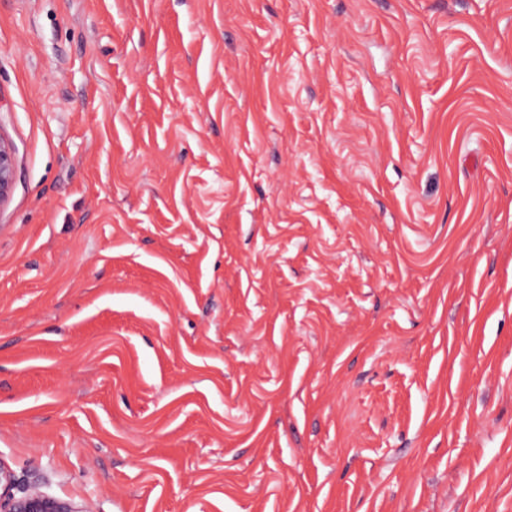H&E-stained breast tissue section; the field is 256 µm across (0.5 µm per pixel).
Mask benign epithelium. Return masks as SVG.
Instances as JSON below:
<instances>
[{
    "mask_svg": "<svg viewBox=\"0 0 512 512\" xmlns=\"http://www.w3.org/2000/svg\"><path fill=\"white\" fill-rule=\"evenodd\" d=\"M16 180L15 149L0 137V202ZM40 477H20L0 459V512H89L85 507L56 498L44 491Z\"/></svg>",
    "mask_w": 512,
    "mask_h": 512,
    "instance_id": "benign-epithelium-1",
    "label": "benign epithelium"
}]
</instances>
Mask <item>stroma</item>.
Returning a JSON list of instances; mask_svg holds the SVG:
<instances>
[{
	"label": "stroma",
	"mask_w": 512,
	"mask_h": 512,
	"mask_svg": "<svg viewBox=\"0 0 512 512\" xmlns=\"http://www.w3.org/2000/svg\"><path fill=\"white\" fill-rule=\"evenodd\" d=\"M0 458L90 512H512V0H0ZM15 149L0 137V203L5 200L16 180Z\"/></svg>",
	"instance_id": "35a3bbf8"
}]
</instances>
